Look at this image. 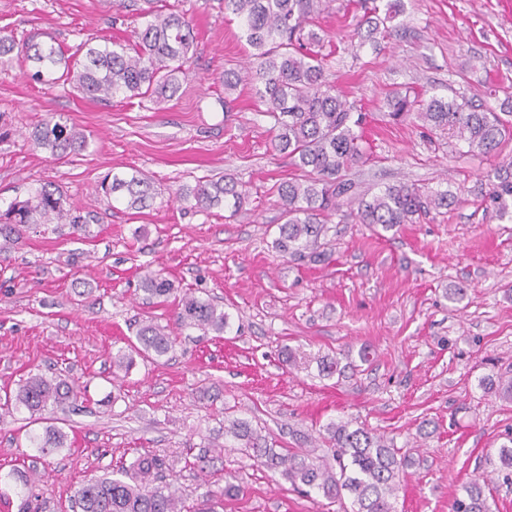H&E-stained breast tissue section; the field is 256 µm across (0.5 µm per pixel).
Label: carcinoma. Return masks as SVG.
I'll return each mask as SVG.
<instances>
[{"mask_svg":"<svg viewBox=\"0 0 512 512\" xmlns=\"http://www.w3.org/2000/svg\"><path fill=\"white\" fill-rule=\"evenodd\" d=\"M132 2L142 19L134 31L133 46L110 40L97 44L86 41L77 53L67 56L53 43L28 41L21 52L34 64L32 79L49 89L68 84L96 100L146 95L164 99L167 93H176L195 44L191 21L179 9V0L168 5L165 13L156 8L155 0ZM378 2L372 0V6L365 7L367 41L401 12L400 0H384L382 6ZM325 6V0H224V10L238 20L242 38L252 49L244 71H224V94L241 84L255 86L266 105L263 113L273 118L278 129L277 150L302 172V177L282 181L276 187L283 223L274 247L294 259L315 254L331 218L346 217L341 212L345 205L359 223L390 231L448 208L465 193L463 186L453 192L426 191L406 184L386 186L369 197L355 192L346 172L363 157L361 136L356 132L363 124V114L330 84L326 55L316 50L321 37L314 30V22ZM385 105L392 119L414 113L430 129L448 133V138L466 143L469 152L478 155L491 154L512 139L509 91L497 110L464 96L431 95L419 100L400 90L389 93ZM31 138L36 147L56 160L88 146L83 132L52 117L37 125ZM488 180L485 199L498 216L512 217V162L496 167ZM100 189L106 199L123 201L130 209H143L154 198L152 183L138 171L106 177ZM245 197L243 186L227 176L199 180L176 192V198L203 212L231 201L233 213H240ZM31 224H68L83 233L88 228L87 218L66 207L59 188L43 185L33 196L14 201L0 212V254L13 249L20 228ZM141 287L152 299L166 300L175 294L172 282L158 271L146 272ZM177 309L183 329L221 336L229 327V314L224 309L191 292L178 297ZM175 344L171 332L148 322L137 330L126 349L112 355V365L128 371L135 365V356L163 357ZM78 397L80 391L67 382L35 374L19 384L7 413L25 410L34 416ZM324 432L331 455L313 457L280 451L247 420L227 419L224 423V435L239 441L255 464L279 472L294 489L333 501L346 496L351 500V512H394L392 499L408 458L393 443L365 427L352 429L348 422L331 421ZM29 441L47 456L66 446L67 435L48 426L43 433L29 436ZM498 459L503 481L512 482V446L502 445ZM163 466L156 457L140 456L129 468L116 471V476L82 485L74 496L75 507L79 512H185L168 486L155 483ZM452 512H491L479 480L463 486V496L453 501Z\"/></svg>","mask_w":512,"mask_h":512,"instance_id":"carcinoma-1","label":"carcinoma"}]
</instances>
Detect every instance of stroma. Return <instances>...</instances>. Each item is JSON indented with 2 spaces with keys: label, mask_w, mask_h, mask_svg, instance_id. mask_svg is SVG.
<instances>
[{
  "label": "stroma",
  "mask_w": 512,
  "mask_h": 512,
  "mask_svg": "<svg viewBox=\"0 0 512 512\" xmlns=\"http://www.w3.org/2000/svg\"><path fill=\"white\" fill-rule=\"evenodd\" d=\"M124 0H0V36L55 43L65 54L90 40H131L141 20ZM377 48L360 44L363 0H329L316 18L330 81L366 117L364 158L349 172L359 190L392 184L467 192L457 204L388 232L332 221L325 256L281 257L273 247L276 183L295 175L274 148L270 118L249 85L224 103L225 70L251 53L222 0H181L196 29L191 70L175 96L98 101L71 87L47 91L30 63L0 64V206L50 183L91 216L89 235L32 224L0 258V399L28 374L85 388L75 403L0 419V512L32 496L41 512H73L78 487L130 465L164 460L165 483L187 506L230 482L236 497L217 512H349L294 490L278 473L234 450L225 417L251 421L278 446L311 449L329 421L363 425L392 440L410 464L396 512H450L461 487L485 482L492 512H512V485L497 451L512 439V401L480 386L512 379V220L496 217L479 190L512 159L473 156L466 145L395 122L393 90L464 93L498 107L512 87V7L506 0H404ZM81 127L86 151L61 160L34 146L43 119ZM141 172L157 196L144 209L108 208L109 173ZM232 175L248 192L244 210L207 212L177 202L183 185ZM178 289L223 306V336L178 330L174 353L137 358L129 372L112 355L146 320L174 325L177 306L146 299L144 267ZM463 288L464 299L448 300ZM291 347L300 365L285 364ZM368 361H361V351ZM336 357L343 375L320 376ZM62 428L67 444L40 455L26 438ZM210 447L199 461L201 447Z\"/></svg>",
  "instance_id": "35a3bbf8"
}]
</instances>
